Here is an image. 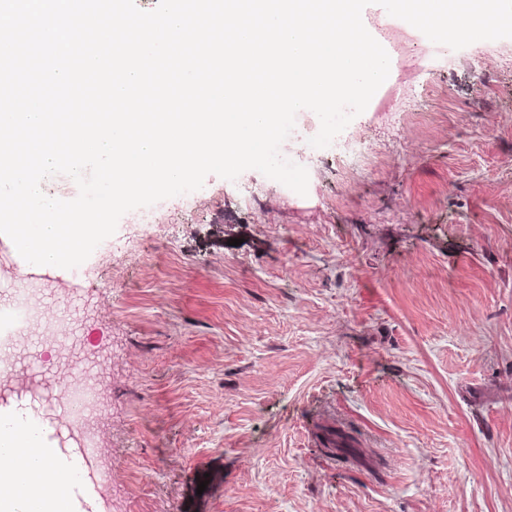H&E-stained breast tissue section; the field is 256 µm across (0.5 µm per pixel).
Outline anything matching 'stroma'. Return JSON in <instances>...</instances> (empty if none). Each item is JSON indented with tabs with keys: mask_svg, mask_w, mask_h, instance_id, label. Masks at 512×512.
Returning <instances> with one entry per match:
<instances>
[{
	"mask_svg": "<svg viewBox=\"0 0 512 512\" xmlns=\"http://www.w3.org/2000/svg\"><path fill=\"white\" fill-rule=\"evenodd\" d=\"M456 57L424 110L342 131L369 168L297 113L307 196L211 175L49 279L108 355L112 494L83 478L81 512H512V40ZM6 404L83 456L44 395ZM330 153L338 161H346L352 164L361 162L366 167L370 166L371 158H369V153H363L355 144L349 141H336V145L330 150Z\"/></svg>",
	"mask_w": 512,
	"mask_h": 512,
	"instance_id": "35a3bbf8",
	"label": "stroma"
}]
</instances>
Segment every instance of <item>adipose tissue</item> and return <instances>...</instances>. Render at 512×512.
I'll return each mask as SVG.
<instances>
[{
    "label": "adipose tissue",
    "instance_id": "ef3b65f1",
    "mask_svg": "<svg viewBox=\"0 0 512 512\" xmlns=\"http://www.w3.org/2000/svg\"><path fill=\"white\" fill-rule=\"evenodd\" d=\"M24 430L28 447L44 445V432L31 412L0 410V447L14 445L17 430ZM24 471L34 481L49 488L45 500L27 504L14 497L13 485L17 471ZM85 470L81 458L59 459L55 449H48L42 457H21L11 465H0V512H77L75 489Z\"/></svg>",
    "mask_w": 512,
    "mask_h": 512
}]
</instances>
